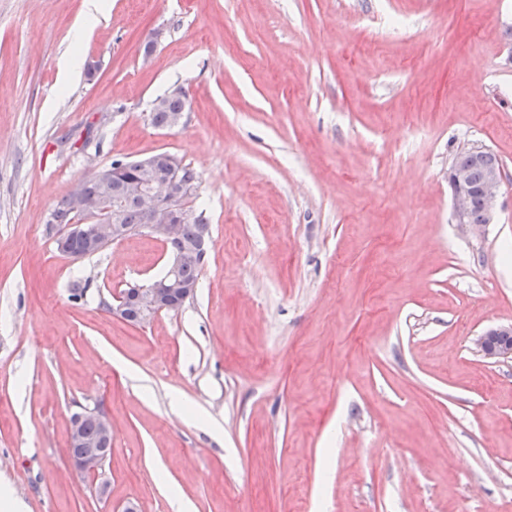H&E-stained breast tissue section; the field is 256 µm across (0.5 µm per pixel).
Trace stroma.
<instances>
[{"instance_id":"stroma-1","label":"stroma","mask_w":512,"mask_h":512,"mask_svg":"<svg viewBox=\"0 0 512 512\" xmlns=\"http://www.w3.org/2000/svg\"><path fill=\"white\" fill-rule=\"evenodd\" d=\"M0 0V479L22 512H512V0ZM78 53L82 67L65 77ZM182 89L181 123L154 127ZM488 148L497 216L448 171ZM199 175L193 297L134 234L74 261L49 217L112 161ZM82 297H75V286ZM112 419L100 475L71 416ZM499 164V159L491 151L486 155L476 156L468 150L459 154L452 165V168H459L452 169L449 175L453 191L454 218L457 224L471 233L481 232L487 224H492L494 221L502 186V170ZM489 166L493 167L488 168ZM468 175L471 206L467 185ZM481 182L480 190L483 198L479 190ZM468 213L471 224L468 223ZM485 217L486 224H484ZM476 346L489 360L512 359V324L487 330L476 339Z\"/></svg>"}]
</instances>
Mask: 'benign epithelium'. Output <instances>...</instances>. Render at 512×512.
Returning <instances> with one entry per match:
<instances>
[{
    "label": "benign epithelium",
    "instance_id": "benign-epithelium-1",
    "mask_svg": "<svg viewBox=\"0 0 512 512\" xmlns=\"http://www.w3.org/2000/svg\"><path fill=\"white\" fill-rule=\"evenodd\" d=\"M137 179L131 183L118 181L117 174L124 168V163L104 166L94 175L93 180L100 183L101 195L89 198L80 190H74L66 203V209L73 214H82L85 221L78 224L64 225V231L56 240L59 253L68 254L71 239L85 241L90 254L98 252L100 246L110 245L130 235L147 233L167 242L178 239L181 224L185 223L187 214L184 209L186 194L191 192L184 179L183 164L178 159L149 156L134 162ZM453 191L454 218L461 227L471 233L483 230L482 224L468 223L470 195L468 192V174L462 169H453L449 175ZM502 186V170L499 166L486 169L481 185L485 204L486 223L491 224L496 215L497 201ZM137 191L140 195L142 223L128 225L122 223L120 212L112 203V197L126 191ZM109 214L110 219L98 221V215ZM210 241L209 225H200L199 236L182 243V249L172 255L171 263L164 278L155 280L147 286L134 285L127 290L113 295L114 303L110 305L112 314L124 317L129 304L139 308L138 322L143 325L165 312H177L194 292V286L183 283L176 276V269L187 259L202 263L207 256ZM476 346L484 358L489 360L512 359V324L492 328L476 339ZM91 420L96 426V437L87 441L83 433V422ZM114 430L108 414L99 409L84 408L72 416L70 440L82 443L90 452L73 460L77 470L87 474H98L112 449Z\"/></svg>",
    "mask_w": 512,
    "mask_h": 512
}]
</instances>
